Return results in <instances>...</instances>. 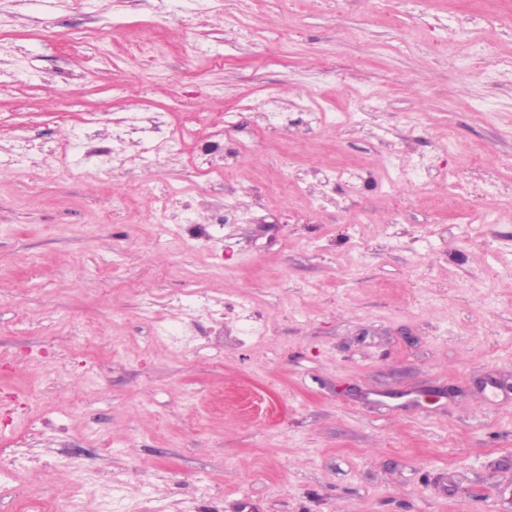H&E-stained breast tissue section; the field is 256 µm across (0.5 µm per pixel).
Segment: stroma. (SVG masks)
Returning a JSON list of instances; mask_svg holds the SVG:
<instances>
[{"label": "stroma", "mask_w": 512, "mask_h": 512, "mask_svg": "<svg viewBox=\"0 0 512 512\" xmlns=\"http://www.w3.org/2000/svg\"><path fill=\"white\" fill-rule=\"evenodd\" d=\"M509 159L512 0H0V512H512Z\"/></svg>", "instance_id": "1"}]
</instances>
